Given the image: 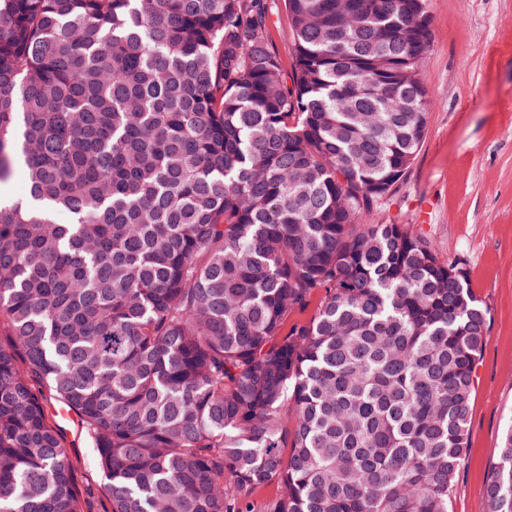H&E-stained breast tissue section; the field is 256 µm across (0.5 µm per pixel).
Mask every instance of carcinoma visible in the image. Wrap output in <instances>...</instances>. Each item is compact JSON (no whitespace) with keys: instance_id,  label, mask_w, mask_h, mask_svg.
Returning <instances> with one entry per match:
<instances>
[{"instance_id":"obj_1","label":"carcinoma","mask_w":512,"mask_h":512,"mask_svg":"<svg viewBox=\"0 0 512 512\" xmlns=\"http://www.w3.org/2000/svg\"><path fill=\"white\" fill-rule=\"evenodd\" d=\"M424 3L286 0L288 78L266 0H0V512H84L48 394L110 512H450L488 310L368 222ZM491 473L512 512L511 425ZM26 191L27 181L25 170L21 162L17 161L10 179L0 184V193L2 192V197L19 199L26 195Z\"/></svg>"}]
</instances>
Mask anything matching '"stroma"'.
Masks as SVG:
<instances>
[{"label": "stroma", "mask_w": 512, "mask_h": 512, "mask_svg": "<svg viewBox=\"0 0 512 512\" xmlns=\"http://www.w3.org/2000/svg\"><path fill=\"white\" fill-rule=\"evenodd\" d=\"M433 41L419 69L432 97L415 160L375 224H402L460 263L487 307L466 458L451 512H488L486 486L512 424V0H427ZM88 512H105L85 432L64 436Z\"/></svg>", "instance_id": "obj_1"}]
</instances>
